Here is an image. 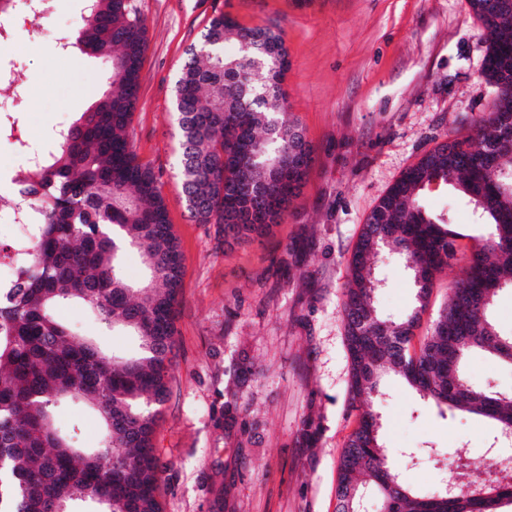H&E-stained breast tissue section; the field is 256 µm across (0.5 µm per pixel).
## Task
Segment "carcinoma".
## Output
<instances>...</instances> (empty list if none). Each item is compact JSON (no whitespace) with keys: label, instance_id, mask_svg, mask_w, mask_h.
Returning <instances> with one entry per match:
<instances>
[{"label":"carcinoma","instance_id":"1","mask_svg":"<svg viewBox=\"0 0 512 512\" xmlns=\"http://www.w3.org/2000/svg\"><path fill=\"white\" fill-rule=\"evenodd\" d=\"M497 2L469 0L487 30L484 76L497 89L494 110L403 174L368 216L351 256L342 309L350 404L362 398L367 405L340 456L338 512H365V492L381 512H499L512 504L510 454H495V468L472 480L468 450L460 447L451 458L453 478L429 491L405 485L380 440L376 411L392 370L440 411L492 418L495 440L512 437V394L477 387L464 371L474 349L512 364V333L497 329L491 311L496 294L512 288V150L505 148L512 111H500L512 94V10ZM229 40L238 45L233 55L224 52ZM146 47L132 0H84L59 46L102 60L110 77L23 178L31 239L16 246L19 282L0 290V512H68L75 500L96 503L99 512H164L152 439L172 379L183 263L157 175L129 141ZM287 70L278 25L242 27L223 13L210 19L181 66L175 110L182 192L195 221L224 225L226 239L281 219L298 184L274 195L266 189L283 171L313 161L301 130L284 119ZM433 184L454 185L473 204L487 228L482 247L459 252L450 224L423 209L420 192ZM385 247L413 272L422 310L435 274L450 260L466 262L418 352H410L418 314L384 319L374 307L373 270ZM128 248L138 250L147 271L138 284L122 274ZM71 303L137 336L139 355H109L77 335L57 316ZM239 400L229 389L221 414L227 429L240 417ZM67 401L98 413L104 432L97 447L80 448L77 425H56L55 412Z\"/></svg>","mask_w":512,"mask_h":512}]
</instances>
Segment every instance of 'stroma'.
Returning <instances> with one entry per match:
<instances>
[{
	"mask_svg": "<svg viewBox=\"0 0 512 512\" xmlns=\"http://www.w3.org/2000/svg\"><path fill=\"white\" fill-rule=\"evenodd\" d=\"M147 50L129 133L139 161L156 173L184 259L176 306L174 380L154 434L163 466L165 512H337V462L355 430L350 362L342 322L349 260L367 216L412 165L448 137L466 135L495 97L483 75L485 29L468 0H133ZM44 21L15 15L19 52L1 60L27 95L0 97L25 136L43 142L74 121L106 87L104 65L58 49L82 0H49ZM240 25L276 23L289 67L286 117L302 129L314 161L285 219L264 234L225 243L219 225L194 222L181 191L175 90L188 48L213 15ZM427 210L450 216L461 250L484 230L452 186H430ZM380 316L419 313L428 328L464 276L451 262L435 277L425 311L400 257L379 256ZM79 335L109 352L135 354L133 337L83 307L60 311ZM470 381L512 391V365L483 352L466 361ZM238 385L244 411L232 430L215 424L226 389ZM379 405L389 448L468 449L471 472L493 456V426L436 406L390 375ZM401 479L427 490L449 479L444 465L393 457Z\"/></svg>",
	"mask_w": 512,
	"mask_h": 512,
	"instance_id": "35a3bbf8",
	"label": "stroma"
}]
</instances>
